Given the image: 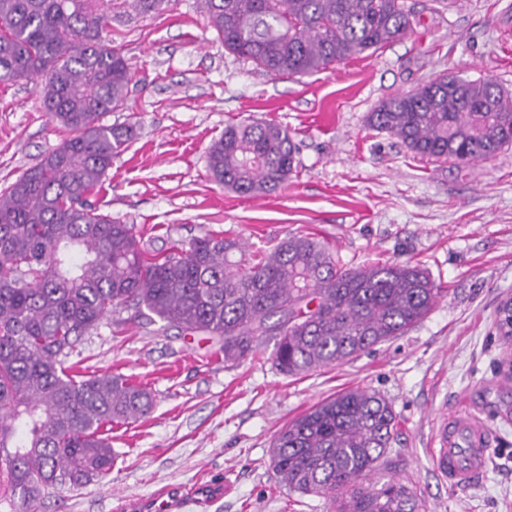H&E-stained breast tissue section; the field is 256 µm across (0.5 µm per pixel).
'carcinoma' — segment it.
I'll return each mask as SVG.
<instances>
[{
    "label": "carcinoma",
    "instance_id": "1",
    "mask_svg": "<svg viewBox=\"0 0 512 512\" xmlns=\"http://www.w3.org/2000/svg\"><path fill=\"white\" fill-rule=\"evenodd\" d=\"M175 0H0V84L31 81L63 137L0 189V504L38 512L49 490L82 487L112 470L108 426L148 414L152 392L121 375L73 372L82 338L112 316L222 342L224 360L275 338L287 375L348 361L402 336L441 296L419 265L348 267L308 234L250 254L224 233L168 249L144 245L89 202L135 125L133 76L102 33L161 15ZM224 49L275 77L308 76L410 29L405 0H201ZM368 125L414 156L469 164L512 145V93L492 78L443 75L382 101ZM288 129L244 119L208 149L213 180L263 196L296 170ZM397 437L392 403L351 389L321 401L276 435L271 464L289 491L328 512H428L413 484L383 469Z\"/></svg>",
    "mask_w": 512,
    "mask_h": 512
}]
</instances>
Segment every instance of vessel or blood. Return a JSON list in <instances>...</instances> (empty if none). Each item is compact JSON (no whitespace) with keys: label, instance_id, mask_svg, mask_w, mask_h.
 <instances>
[{"label":"vessel or blood","instance_id":"b4317fda","mask_svg":"<svg viewBox=\"0 0 512 512\" xmlns=\"http://www.w3.org/2000/svg\"><path fill=\"white\" fill-rule=\"evenodd\" d=\"M439 441L433 460L450 486L462 487L483 475L491 441L481 422L469 415L453 417L441 427Z\"/></svg>","mask_w":512,"mask_h":512}]
</instances>
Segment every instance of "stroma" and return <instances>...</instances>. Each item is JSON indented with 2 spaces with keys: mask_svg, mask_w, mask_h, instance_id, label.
Returning <instances> with one entry per match:
<instances>
[{
  "mask_svg": "<svg viewBox=\"0 0 512 512\" xmlns=\"http://www.w3.org/2000/svg\"><path fill=\"white\" fill-rule=\"evenodd\" d=\"M406 35L310 76L267 75L225 52L199 0L112 30L133 74L129 109L107 116L136 135L92 200L135 225L155 248L210 232L269 249L300 232L342 262L425 268L442 294L406 335L349 362L280 374L273 338L228 362L217 343L144 325L122 312L79 347V374H119L148 386L155 406L112 427L111 473L45 495L40 512H121L202 484L221 495L188 512H324V501L281 487L270 465L279 430L350 388L379 391L397 414L389 457L430 512H512V380L499 365L497 309L512 297V147L471 164L414 157L372 130L369 112L443 74L491 77L512 91V0H406ZM251 117L288 128L297 169L277 191L248 197L217 185L210 144ZM61 136L33 84L0 85V187ZM475 414L492 429L491 463L467 488L449 487L431 457L442 423Z\"/></svg>",
  "mask_w": 512,
  "mask_h": 512,
  "instance_id": "35a3bbf8",
  "label": "stroma"
}]
</instances>
